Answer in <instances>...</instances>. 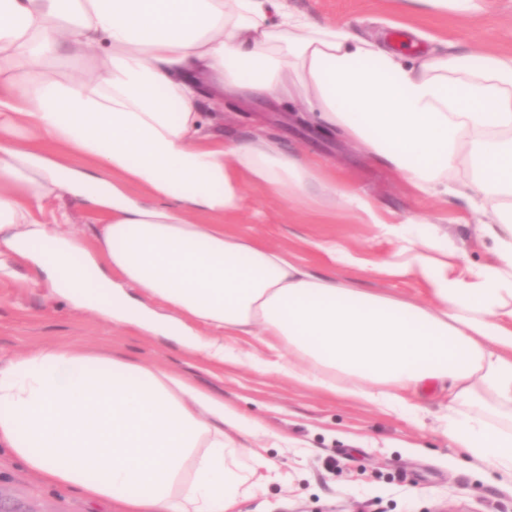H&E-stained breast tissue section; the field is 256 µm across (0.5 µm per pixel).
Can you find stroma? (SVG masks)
<instances>
[{
	"instance_id": "stroma-1",
	"label": "stroma",
	"mask_w": 512,
	"mask_h": 512,
	"mask_svg": "<svg viewBox=\"0 0 512 512\" xmlns=\"http://www.w3.org/2000/svg\"><path fill=\"white\" fill-rule=\"evenodd\" d=\"M320 23H347L360 35L387 40L395 31L416 29L437 45L470 56L480 51L512 53V0H483L467 19L409 8L406 0H294ZM301 157H319L341 179L402 220L423 218L420 230L456 255L459 271L483 263L491 243L476 224L464 223L466 203L441 202L412 192L370 149L343 136L316 138L308 127L277 118L264 100L225 101L215 128L225 141H243L257 128ZM247 205L224 219V231L289 253L313 271L396 297L425 302V286L411 277L373 269L332 266L317 245L333 241L367 260L389 249L379 226L363 223L343 201L305 207L246 188ZM232 343L241 363L215 368L175 342L137 333L131 327L79 311L50 297L28 265L0 280V365L49 346L150 362L180 374L200 391L224 398L244 418L237 441L261 448L272 467L254 478L240 498L239 512H512V482L491 481L482 466L458 456L440 433L448 392L433 384L418 401L421 422L365 403L320 393L287 378L256 370L249 355L267 354L261 337L240 335ZM0 486L24 512H116L113 501L91 500L76 490L44 483L9 454H0Z\"/></svg>"
}]
</instances>
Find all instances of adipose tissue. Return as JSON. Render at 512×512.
I'll return each instance as SVG.
<instances>
[{
    "label": "adipose tissue",
    "instance_id": "adipose-tissue-1",
    "mask_svg": "<svg viewBox=\"0 0 512 512\" xmlns=\"http://www.w3.org/2000/svg\"><path fill=\"white\" fill-rule=\"evenodd\" d=\"M260 98L301 101L309 125L368 145L417 193L496 201L481 227L492 260L455 273L452 251L409 238L319 161L261 129L234 144L212 133L225 100ZM248 184L307 205L341 196L391 244L380 269L421 281L428 302L225 234ZM58 191L92 205L94 246L60 232ZM22 263L73 307L211 364L233 359L226 337L265 336L288 356L261 370L415 420L411 393L445 384L442 435L512 480V54L410 53L288 0H0V279ZM243 422L154 364L47 347L0 366V447L121 512H233L271 466L231 437Z\"/></svg>",
    "mask_w": 512,
    "mask_h": 512
}]
</instances>
